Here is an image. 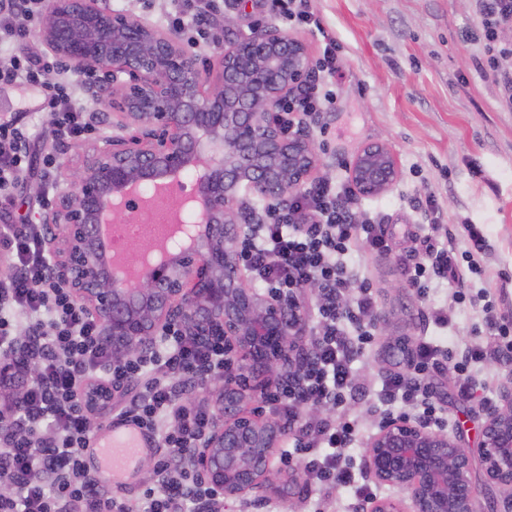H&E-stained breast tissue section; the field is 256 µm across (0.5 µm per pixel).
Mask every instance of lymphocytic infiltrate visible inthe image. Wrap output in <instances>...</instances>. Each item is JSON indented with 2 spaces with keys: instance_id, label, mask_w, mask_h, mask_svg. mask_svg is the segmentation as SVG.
Wrapping results in <instances>:
<instances>
[{
  "instance_id": "lymphocytic-infiltrate-1",
  "label": "lymphocytic infiltrate",
  "mask_w": 512,
  "mask_h": 512,
  "mask_svg": "<svg viewBox=\"0 0 512 512\" xmlns=\"http://www.w3.org/2000/svg\"><path fill=\"white\" fill-rule=\"evenodd\" d=\"M472 4L489 76L502 103L512 108V69L499 65L512 55V45L499 37L512 27V0ZM217 7L218 0H167L161 18L192 42L216 44L222 33L205 29L204 22ZM44 10L45 0H0V83L36 88L38 111L58 116L55 138L73 141L89 130L86 109L78 105L73 86L53 80L44 58L27 48ZM335 104L333 92L307 84L289 98L282 119L297 125ZM27 167L23 133L15 120L1 119L0 212L11 206V188ZM358 197L353 183L336 187L319 180L280 208L255 201L254 222L240 238L238 262L265 296L283 303L305 306V286L318 284L317 326L309 333L310 349L300 372L279 380L263 399L273 414L287 418L294 436V449L283 456V464L298 455L311 483L354 487L360 500L355 512H364L373 492L361 484L353 461L342 457L356 436L357 422L336 419L332 410L354 393L351 365L372 345L376 301L369 279L347 258L362 246L385 253L391 245L382 219L358 210ZM47 234L42 224L20 231L0 225V256L13 270L0 283V354H14L18 338L26 337L25 356L38 367L19 408L0 418V512H224L223 498L179 468L185 450L197 447L211 431L209 408L189 403L186 395L202 389L204 378L227 370L223 337L195 336L174 325L142 356L114 359L98 321L68 291L48 283L53 257ZM458 248L451 230L435 228L421 242L422 260L403 262L409 286L423 295L432 283L448 281L457 286L455 300H463L462 289L476 266L458 265ZM481 312L486 329L500 342L492 350L459 349L456 384L465 396L475 387L478 368L512 356V323L502 320L492 304H483ZM437 355L436 346L420 341L404 358L402 370L383 380L380 406L402 404L432 420L436 407L430 376ZM129 379L144 387L120 409V418L152 433L158 447L168 451L155 463L154 484L144 488L133 508L112 504L96 490L84 461L91 443L90 416L111 407L116 386ZM318 405L330 407V414L311 415Z\"/></svg>"
}]
</instances>
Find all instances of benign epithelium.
<instances>
[{
    "label": "benign epithelium",
    "mask_w": 512,
    "mask_h": 512,
    "mask_svg": "<svg viewBox=\"0 0 512 512\" xmlns=\"http://www.w3.org/2000/svg\"><path fill=\"white\" fill-rule=\"evenodd\" d=\"M42 39L56 59L96 95L112 87L102 119L113 133L97 137L92 156L64 169L65 187L45 207L41 223L56 230L49 244L63 248L49 274L90 310L112 355L146 352L172 324L196 336L224 334L233 375H224L220 415L205 444L185 452L203 484L226 498L275 492L281 486L274 449L284 427L242 408L306 348L297 308L244 287L235 257L241 190L277 203L320 172L318 153L304 131L279 111L294 89L314 77L303 40L273 26L254 29L224 49L222 71L209 78L196 55L172 33L102 0H47ZM200 168L197 220L202 246L178 252L166 265L145 261L127 281L112 275L104 228L128 188L172 180ZM363 195L386 192L397 178L394 156L381 143L364 147L348 165ZM480 462L498 488V512H512V374L498 402L486 410ZM367 478L405 493L370 500L365 512H479L473 458L459 437L405 415H390L370 439Z\"/></svg>",
    "instance_id": "1"
}]
</instances>
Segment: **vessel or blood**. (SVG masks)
Masks as SVG:
<instances>
[{
  "mask_svg": "<svg viewBox=\"0 0 512 512\" xmlns=\"http://www.w3.org/2000/svg\"><path fill=\"white\" fill-rule=\"evenodd\" d=\"M92 445L98 457V476L120 482L137 472L142 458L153 451L154 440L140 427L115 419L94 437Z\"/></svg>",
  "mask_w": 512,
  "mask_h": 512,
  "instance_id": "vessel-or-blood-1",
  "label": "vessel or blood"
}]
</instances>
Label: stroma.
Segmentation results:
<instances>
[{"instance_id":"35a3bbf8","label":"stroma","mask_w":512,"mask_h":512,"mask_svg":"<svg viewBox=\"0 0 512 512\" xmlns=\"http://www.w3.org/2000/svg\"><path fill=\"white\" fill-rule=\"evenodd\" d=\"M320 28L292 27V34L319 59L328 40L336 42V77L324 89L336 93V106L308 124L307 132L331 182L347 180L345 168L366 145L383 143L396 159L399 176L378 196L360 199L363 210L380 214L391 239V250L354 252L352 259L373 284L378 310L389 324L376 332L373 353L351 366L359 393L355 404L335 409L338 417L358 420L360 433L347 454L363 464L366 444L384 414L376 393L382 379L397 370L390 349L404 336L427 338L442 355L433 371V401L438 427L460 436L471 453L480 448V430L487 405L497 403L511 362L493 360L477 376L472 395L457 392L454 353L471 344L491 348L496 339L481 322L479 303L495 301L512 318V109L505 107L497 87L483 78L475 61L482 49L475 35L479 22L471 0H311ZM5 94L19 110L17 123L28 128L35 158L53 152L57 161L79 164L91 154L94 133L67 145L49 139L52 113L25 112L28 89L15 86ZM40 172L23 173L11 193L14 207L8 223L34 224L47 198L40 190ZM433 195L437 214L414 210V198ZM469 225L487 240L481 269L472 275L466 298L454 308V325L438 329L431 307L444 304L454 292L443 282L428 297H419L402 273L400 258L411 249L412 234H430L431 221ZM284 494L264 497L260 506L228 498L224 512H352L355 490L337 486L307 489L300 462L283 471Z\"/></svg>"}]
</instances>
